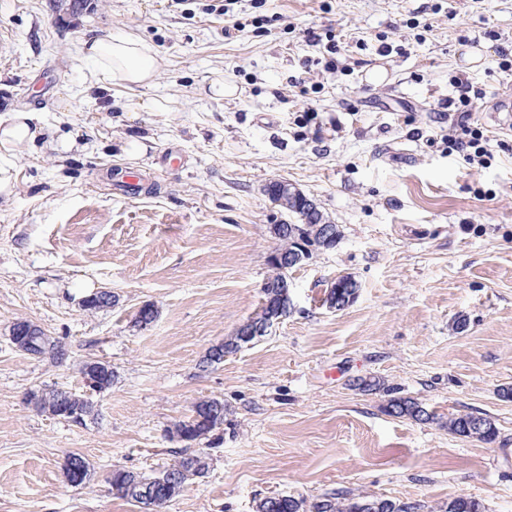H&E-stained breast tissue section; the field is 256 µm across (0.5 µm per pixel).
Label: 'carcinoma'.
<instances>
[{
  "label": "carcinoma",
  "instance_id": "cac0c4a2",
  "mask_svg": "<svg viewBox=\"0 0 512 512\" xmlns=\"http://www.w3.org/2000/svg\"><path fill=\"white\" fill-rule=\"evenodd\" d=\"M315 236V225L292 224L288 234L279 239V248L286 254H292L300 247L299 240L303 237ZM284 273L277 266H270L265 283L268 288L262 291L260 311H267V304L271 297L278 293L275 284L282 281ZM116 299L112 295L93 296L84 304V310L94 313L112 307ZM59 391L56 387H45L29 393V403L42 413H49L65 422L70 421V415L62 410L58 403ZM224 401L216 398L203 399L194 405L191 416L174 424L171 430L172 436L185 443V449L174 464L162 471L146 474L126 468L112 471L110 482L113 494L120 498L141 503L135 495L129 493V486L159 485L166 480L167 474H180L179 483L166 487L163 494L165 501H170L176 496L184 484L204 474L208 463L206 457L199 453H187L191 448L192 440L200 438L208 442L215 440L216 432L224 425ZM384 411L391 416L408 418L414 421L427 422L434 416L416 400L410 397L393 396L384 407ZM448 432L455 436L474 439L486 444H491L498 437V429L494 421L486 415L474 413H458L448 417L445 423ZM426 505L420 501L404 502L391 499L364 495L353 492L333 493L325 495L313 501L294 496L275 494L267 496L259 501L256 512H424ZM442 512H485L484 506L477 500L467 496H458L446 505Z\"/></svg>",
  "mask_w": 512,
  "mask_h": 512
}]
</instances>
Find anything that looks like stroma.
<instances>
[{
  "instance_id": "stroma-1",
  "label": "stroma",
  "mask_w": 512,
  "mask_h": 512,
  "mask_svg": "<svg viewBox=\"0 0 512 512\" xmlns=\"http://www.w3.org/2000/svg\"><path fill=\"white\" fill-rule=\"evenodd\" d=\"M72 3L0 0V117L24 110L42 128L0 195V512H143L112 494V470L169 466L173 423L213 397L224 439L198 444L206 473L161 512L346 490L512 512V399L499 395L512 387V152L466 164L441 121L464 78L484 93L475 119L512 138L490 116L512 104L498 68L512 0H237L224 15L220 0ZM311 31L335 34V71L315 65ZM125 34L153 45L161 79L92 88L85 42ZM217 79L232 95L212 92ZM274 180L341 238L289 272L292 310L269 335L202 367L260 306L270 227L289 218L264 191ZM344 275L358 293L337 311L325 291ZM101 290L118 304L82 310ZM147 303L156 319L135 326ZM16 320L68 359L18 351ZM91 359L111 364L110 389L88 392ZM369 377L385 389L354 388ZM54 385L88 394L86 426L28 403ZM390 387L436 421L388 415ZM467 412L495 421L494 443L449 434V414ZM73 453L86 487L64 476Z\"/></svg>"
}]
</instances>
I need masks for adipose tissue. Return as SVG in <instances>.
<instances>
[{
  "label": "adipose tissue",
  "instance_id": "adipose-tissue-1",
  "mask_svg": "<svg viewBox=\"0 0 512 512\" xmlns=\"http://www.w3.org/2000/svg\"><path fill=\"white\" fill-rule=\"evenodd\" d=\"M84 56L100 81L128 86H150L162 74L160 61L147 42L132 35L86 42Z\"/></svg>",
  "mask_w": 512,
  "mask_h": 512
}]
</instances>
